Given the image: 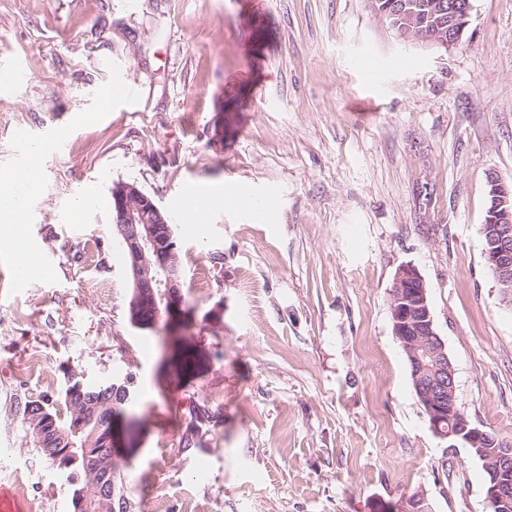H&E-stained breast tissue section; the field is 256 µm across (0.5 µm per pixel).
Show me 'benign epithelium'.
<instances>
[{"instance_id":"obj_1","label":"benign epithelium","mask_w":512,"mask_h":512,"mask_svg":"<svg viewBox=\"0 0 512 512\" xmlns=\"http://www.w3.org/2000/svg\"><path fill=\"white\" fill-rule=\"evenodd\" d=\"M377 16L396 19L399 35L407 42L448 47L458 42L468 25L470 0L432 3L433 22L427 28L417 20L418 4L412 0H390L386 7L368 0ZM491 208L482 226L486 235L484 256L504 293L512 296V186L497 175L487 177ZM112 223L122 241L132 285V305L148 303L164 312L166 326L179 322L185 314V298L177 262L174 232L167 215L152 197L136 184L118 182L112 186ZM393 335L401 342L415 371V385L425 406L431 430L455 448L463 443L473 448L486 465L497 471V479L485 490L491 512L512 508V444L497 441L488 432L469 422L448 430L440 429L460 411L456 404L454 370L445 344L436 330L428 287L418 270L401 266L390 290Z\"/></svg>"}]
</instances>
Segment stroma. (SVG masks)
Returning <instances> with one entry per match:
<instances>
[{
    "mask_svg": "<svg viewBox=\"0 0 512 512\" xmlns=\"http://www.w3.org/2000/svg\"><path fill=\"white\" fill-rule=\"evenodd\" d=\"M471 5L444 48L403 42L367 0H0V62L28 75L0 79V175H42L0 227L24 242L0 245V487L23 478L44 512H73L17 409H63L76 371L132 383L135 512H389L414 493L431 512H490L481 462L429 426L390 310L414 266L460 411L512 439V298L481 232L488 174L512 185V0ZM109 83L135 98L101 100ZM122 181L174 228L190 373L163 328L129 320ZM193 183L214 190L201 225L179 219ZM196 403L211 419L187 455Z\"/></svg>",
    "mask_w": 512,
    "mask_h": 512,
    "instance_id": "35a3bbf8",
    "label": "stroma"
}]
</instances>
